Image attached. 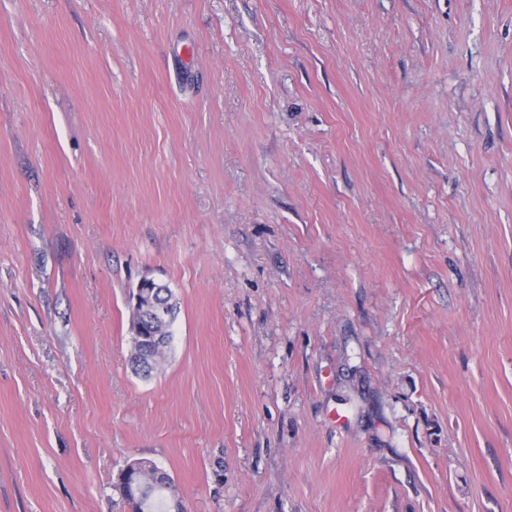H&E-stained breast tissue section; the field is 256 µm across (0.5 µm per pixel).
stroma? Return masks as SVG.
Instances as JSON below:
<instances>
[{
    "instance_id": "35a3bbf8",
    "label": "stroma",
    "mask_w": 512,
    "mask_h": 512,
    "mask_svg": "<svg viewBox=\"0 0 512 512\" xmlns=\"http://www.w3.org/2000/svg\"><path fill=\"white\" fill-rule=\"evenodd\" d=\"M133 458L512 512V0H0V512H131ZM159 288H163V285L155 282L154 279L145 277L142 278L136 288V294L131 299V306L136 311L138 308L150 307L152 297ZM164 292L159 296V301L168 305V311L163 316L150 314L139 315L131 312V325L135 322L139 323L143 331L145 332V338H137L132 336L133 343V357L137 367L140 370L149 374L158 364L159 358L165 353V348L168 346L169 338L172 336L171 326L175 319V313L177 310L176 304L172 302V294L169 288L165 286ZM146 301L147 303H144ZM141 328L137 330L135 335L142 332ZM168 336V339L167 337ZM142 365V367H141Z\"/></svg>"
}]
</instances>
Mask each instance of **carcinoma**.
Listing matches in <instances>:
<instances>
[{"instance_id": "cac0c4a2", "label": "carcinoma", "mask_w": 512, "mask_h": 512, "mask_svg": "<svg viewBox=\"0 0 512 512\" xmlns=\"http://www.w3.org/2000/svg\"><path fill=\"white\" fill-rule=\"evenodd\" d=\"M159 301L168 305V311L163 316L131 314V322L139 323L145 332L143 338L132 337V360L145 374L155 368L165 353L177 310L169 288H164ZM119 483L124 495L133 504L134 512H168L169 502L175 500L170 476L151 460H133L127 470L120 472Z\"/></svg>"}]
</instances>
